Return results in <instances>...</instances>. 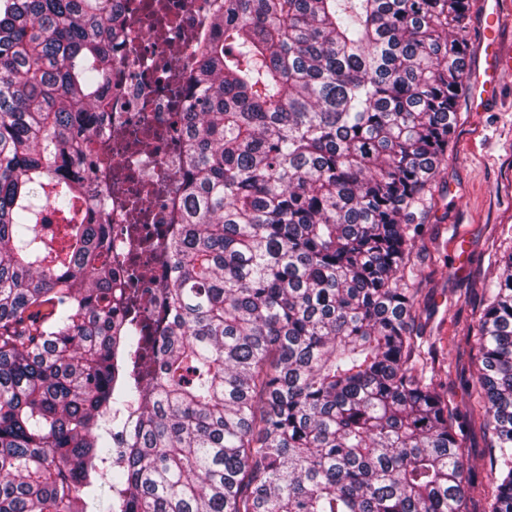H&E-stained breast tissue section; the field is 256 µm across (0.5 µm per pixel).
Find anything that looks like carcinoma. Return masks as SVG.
Here are the masks:
<instances>
[{"label":"carcinoma","mask_w":512,"mask_h":512,"mask_svg":"<svg viewBox=\"0 0 512 512\" xmlns=\"http://www.w3.org/2000/svg\"><path fill=\"white\" fill-rule=\"evenodd\" d=\"M121 0H0V512H512V253L475 390L492 479L415 332L410 232L470 0H224L181 120L170 319L119 312L85 194ZM492 444L491 434L485 432L478 425L465 432V445L468 449L471 465L479 478H483L485 481L490 480L489 459Z\"/></svg>","instance_id":"carcinoma-1"}]
</instances>
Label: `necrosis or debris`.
I'll use <instances>...</instances> for the list:
<instances>
[{
  "label": "necrosis or debris",
  "instance_id": "necrosis-or-debris-1",
  "mask_svg": "<svg viewBox=\"0 0 512 512\" xmlns=\"http://www.w3.org/2000/svg\"><path fill=\"white\" fill-rule=\"evenodd\" d=\"M220 0H122L124 38L112 43V75L103 96L108 119L97 127L95 148L106 154L92 176L81 210L111 207L112 237L117 251L113 265L124 282L129 258L123 247L129 229L128 208L116 187L117 172L147 182H167L170 193L151 203L149 231L155 240L174 236L179 224L177 187L186 169L187 141L176 112L195 108L194 92L171 104L168 85L183 80L194 64L188 45L208 37ZM172 271L164 252L152 256L142 270L140 289L151 300L155 322L169 317L168 290Z\"/></svg>",
  "mask_w": 512,
  "mask_h": 512
}]
</instances>
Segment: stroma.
<instances>
[{"mask_svg":"<svg viewBox=\"0 0 512 512\" xmlns=\"http://www.w3.org/2000/svg\"><path fill=\"white\" fill-rule=\"evenodd\" d=\"M412 240L417 293L415 327L424 347L433 349L436 383L458 415L477 405L467 386L479 368L467 342L483 308L482 288L495 279L496 260L512 250V73L482 112L460 100L448 157L417 214ZM467 240L465 268L455 270L458 237Z\"/></svg>","mask_w":512,"mask_h":512,"instance_id":"stroma-1","label":"stroma"}]
</instances>
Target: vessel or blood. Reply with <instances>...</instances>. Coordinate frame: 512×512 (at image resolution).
I'll use <instances>...</instances> for the list:
<instances>
[{
  "mask_svg": "<svg viewBox=\"0 0 512 512\" xmlns=\"http://www.w3.org/2000/svg\"><path fill=\"white\" fill-rule=\"evenodd\" d=\"M502 13L499 0H486L481 25L478 56L482 63L467 80V96L472 111H483L496 95L503 73L512 68V60L502 53L499 32Z\"/></svg>",
  "mask_w": 512,
  "mask_h": 512,
  "instance_id": "1",
  "label": "vessel or blood"
}]
</instances>
